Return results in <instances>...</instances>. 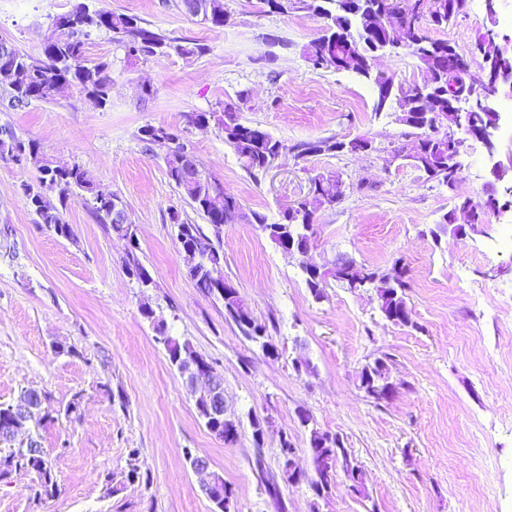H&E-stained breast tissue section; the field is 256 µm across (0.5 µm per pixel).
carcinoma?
<instances>
[{
	"mask_svg": "<svg viewBox=\"0 0 512 512\" xmlns=\"http://www.w3.org/2000/svg\"><path fill=\"white\" fill-rule=\"evenodd\" d=\"M356 3L366 12L378 11L386 16L388 30L379 33H366L361 19L350 5ZM264 13L290 15L311 13L325 20L321 33L310 40L303 48L305 59L315 70L347 71L368 82L378 90L373 112H397L401 109L417 113L415 123L409 125L411 145L421 150L420 160L428 169L427 179L441 185L448 184V138H439L430 130L433 117L430 113L448 109V72L468 64L450 42L434 38L430 28H445L459 16L465 8V0H258ZM177 7L187 16L202 17L214 27L226 26L232 15L224 6V0H178ZM404 27L412 46L407 55L412 57L421 71L434 76L437 86L420 90L413 83H403L395 76L374 67V60L385 50L392 48L390 38L398 36L399 28ZM111 36L112 43L124 52L128 59L148 60L154 57L177 55L190 57L206 52L205 45L183 38L171 37L167 33L148 27L133 16L116 13L93 4V0H76L65 13L52 19L51 31L45 37L41 54L37 57L21 51L15 45L0 41V61L7 59L17 64L18 72L8 83L9 105L23 108L33 102L67 96L78 92L93 98L99 106L111 102V66L106 61L94 62L87 56L91 38L98 34ZM224 133V143L230 146L242 166L254 179L266 174L271 158L294 148L297 160H306L308 155L299 151L306 144L297 140L290 145L275 138L261 126L243 118V99L226 102L219 111L192 112L186 115L187 121L205 123L207 119ZM139 140L145 151L163 159L167 176L189 200L192 208L200 214L208 226L220 223L219 215L229 208L242 211L239 199L226 192L224 182L203 169L194 152L183 142L179 130L167 126L159 132L146 125L140 129ZM327 154L351 153L358 147L354 142L346 144L331 137L322 139ZM0 160L10 161L20 167H32L37 172L36 185H22L28 205L36 215V223L63 239L73 237L72 226L62 217L60 206L75 193L86 197V203L103 224L107 233L120 237L127 235L133 223L127 214L121 198L97 188L85 179V171L77 164L60 171L50 164L40 144L24 138L8 124H0ZM327 185L310 180L307 194L295 200L291 206L280 212L279 219L267 222L263 214L253 212L248 218L258 224L268 238L279 248L283 247V237L289 236L297 242L309 243L315 234L316 215L336 207L343 197L336 196V173L324 174ZM59 189V203H54L44 192V188ZM468 206L471 212L470 226L485 223L491 212L490 204L471 203L460 200L454 209ZM174 224L188 225L192 233L186 235L180 244V251L197 249V254L183 255L187 276L196 288L207 297H215L223 302L224 315L236 325L246 339L259 342L268 335L267 328L254 322L249 328L233 315L237 302L224 295V289L216 287L209 279V268L213 263H224V252L218 232L208 234L199 224L187 223L178 213L171 214ZM140 248H135L125 260L126 271L134 279L148 272L142 263ZM305 274L306 286L313 297H324L328 280L314 274L298 255ZM333 264L339 267L334 281L344 288L357 281L360 287L369 286L377 294L379 309L384 317L396 320L401 326H414L410 317L405 290L409 287L405 270L391 276L375 269L357 265L354 259L340 255ZM156 342L162 346L172 366H177V356L192 351L189 340L167 333L161 325L155 328ZM35 409L29 419L30 424L51 423L63 416L67 419L76 415L80 403L72 399L65 407L54 409L50 406L49 395L35 399ZM318 436L309 439V453L312 456H333L334 462L341 464L344 471L354 474L360 467L350 462L347 449L336 446L321 448L316 444ZM17 468L33 471L37 483L32 488L34 498L41 500L54 497L59 491L56 473L46 458L45 451L32 456L17 446L0 445V480L5 479Z\"/></svg>",
	"mask_w": 512,
	"mask_h": 512,
	"instance_id": "cac0c4a2",
	"label": "carcinoma"
}]
</instances>
